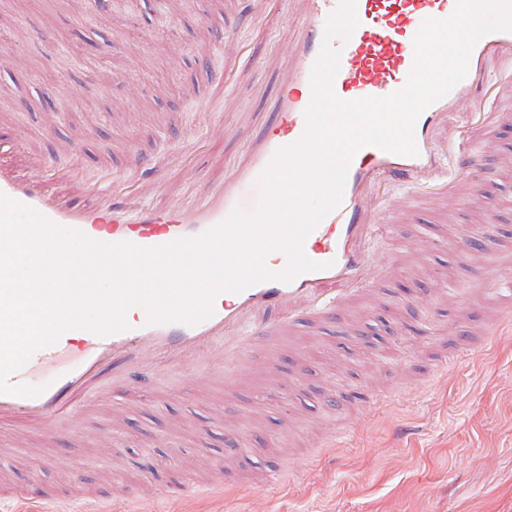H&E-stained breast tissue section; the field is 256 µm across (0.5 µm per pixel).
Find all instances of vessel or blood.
<instances>
[{
	"instance_id": "b4317fda",
	"label": "vessel or blood",
	"mask_w": 512,
	"mask_h": 512,
	"mask_svg": "<svg viewBox=\"0 0 512 512\" xmlns=\"http://www.w3.org/2000/svg\"><path fill=\"white\" fill-rule=\"evenodd\" d=\"M298 32L290 44L286 79L275 121L257 139L246 159L234 166L217 195L204 204L174 203L157 209L130 210L129 195L113 189L102 208L87 211L60 204L52 188L68 182L76 193L87 186L76 170L51 169L39 156H29L27 173L0 163V195L47 217L58 226L84 232L92 239L141 247L168 244L193 237L221 224L235 207L243 206L257 178L277 151L298 141L305 131L304 112L311 101V73L324 40L325 23L340 0H298ZM457 0H356L358 25L349 40L333 39L341 51L340 70L333 90L342 100L384 97L401 89L413 67V39L423 20L445 19ZM512 68V30L482 37L474 46L468 73L448 95L424 110L414 125L417 156L406 157L375 146L361 148L349 166L340 204L304 243L305 255L321 268L299 275L292 282L267 281L214 300V314L190 327L182 323H152L147 315L128 317V330L99 336L87 333L84 350L62 359L70 340L62 334L52 346L36 351L11 377L12 384L28 385L41 374L45 391L36 397L0 393V427L18 426L30 432L54 435L72 422L78 408L107 371H115L123 386L151 380L165 361L176 359L189 366L204 363L209 378L232 385L261 342H274L296 334L309 316H331L354 299L377 287L380 274L365 248L373 232L397 239L395 224H374L369 198L384 184L403 187L415 210H425L433 197L454 189L462 173L446 162L439 141L450 116L468 105L478 117L476 133L487 136L495 117L485 114L481 91L491 63ZM488 227L467 228L462 237L434 231L431 225L414 227V239L432 253L453 251L457 259L470 256L484 240ZM483 281L493 283L505 308H512V275L502 269L486 270Z\"/></svg>"
}]
</instances>
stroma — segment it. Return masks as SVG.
<instances>
[{"label":"stroma","instance_id":"35a3bbf8","mask_svg":"<svg viewBox=\"0 0 512 512\" xmlns=\"http://www.w3.org/2000/svg\"><path fill=\"white\" fill-rule=\"evenodd\" d=\"M244 0H192L163 12L160 0H124L100 11L95 0H9L20 36L0 39V134L18 133L13 161L34 151L71 164L90 187L94 208L104 171L157 207L217 193L225 175L275 119L296 0L248 16ZM240 60L223 109L211 111V77L225 56ZM79 63L63 68V57ZM503 114L493 143L476 142L479 166L465 169L456 197L434 202L426 223L461 230L495 224L497 234L471 263L410 247L413 214L391 189L373 199L375 219L396 224L408 244L375 236L370 249L390 264L375 293L349 304L327 330L257 351L231 391L208 384L204 366L178 367L158 382L119 394L104 375L73 431L27 433L9 465L10 481L59 491L88 486L110 494L111 464L94 456L109 444L123 459L136 500L124 512H512V318L503 314L490 267L512 270V90L491 97ZM428 309L430 319L419 316ZM498 323L495 337L485 335ZM469 345L472 353L440 365ZM308 373L295 393L267 403L259 391L280 385L298 364ZM355 395L336 413L328 394ZM387 394L374 413L359 400ZM410 428L402 436L400 428ZM242 446L214 474L217 494L190 491L179 458L209 449L223 458L224 433ZM48 448L57 462L28 456ZM154 461L143 470L142 458ZM276 469L283 484L268 486ZM164 497H154L156 489Z\"/></svg>","mask_w":512,"mask_h":512}]
</instances>
